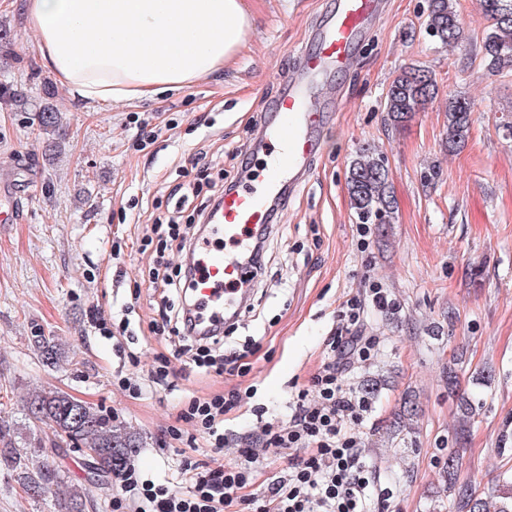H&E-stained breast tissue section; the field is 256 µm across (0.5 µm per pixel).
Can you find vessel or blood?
Instances as JSON below:
<instances>
[{
    "label": "vessel or blood",
    "instance_id": "vessel-or-blood-1",
    "mask_svg": "<svg viewBox=\"0 0 512 512\" xmlns=\"http://www.w3.org/2000/svg\"><path fill=\"white\" fill-rule=\"evenodd\" d=\"M385 0H335L311 53L286 76L288 93L278 103L279 120L266 130L262 149L269 163L224 197L211 217L212 241L205 243L192 294L202 321H223L237 310L250 284L245 256L267 224L269 204L282 179L301 183L311 169L316 141L326 122L318 94L332 74L347 69L364 31L383 12Z\"/></svg>",
    "mask_w": 512,
    "mask_h": 512
}]
</instances>
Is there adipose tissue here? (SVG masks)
Masks as SVG:
<instances>
[{"mask_svg":"<svg viewBox=\"0 0 512 512\" xmlns=\"http://www.w3.org/2000/svg\"><path fill=\"white\" fill-rule=\"evenodd\" d=\"M23 10L41 66L102 108L192 88L250 30L243 0H25Z\"/></svg>","mask_w":512,"mask_h":512,"instance_id":"adipose-tissue-1","label":"adipose tissue"}]
</instances>
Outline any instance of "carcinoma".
Returning a JSON list of instances; mask_svg holds the SVG:
<instances>
[{"mask_svg": "<svg viewBox=\"0 0 512 512\" xmlns=\"http://www.w3.org/2000/svg\"><path fill=\"white\" fill-rule=\"evenodd\" d=\"M483 13L492 21V30L482 45L487 72L496 75L512 70V0H480ZM426 30L444 46H455L462 40L457 11L453 0H428ZM438 94L430 73L418 67H408L391 83L386 95L387 115L392 123L405 126L413 115L426 108ZM448 149L461 148L467 142L471 129V106L466 99L448 95ZM39 130L51 137L61 125V115L51 105H44L37 113ZM350 204L363 224H388L396 207L388 181L384 158L371 146H362L350 162L348 170ZM34 348L45 364L56 366L62 360L61 348L44 335L33 337ZM76 398L57 390H39L26 400V417L32 426L46 424L54 428L60 441L72 437L96 449L115 462V473H121L128 464L124 450L135 447L126 431L112 426L110 419L95 408L84 404L76 409ZM461 419L455 431L456 439L464 441L469 424L478 407L469 397L460 396ZM16 472L21 488L39 485L43 496L64 491L61 512H83L85 489L68 484V476L59 466L49 461V454L39 448V459L21 453L11 435V426L0 415V466ZM459 457L448 453L442 466L448 492L455 495L460 512H512V482L498 486L484 497H476L466 485L458 483Z\"/></svg>", "mask_w": 512, "mask_h": 512, "instance_id": "1", "label": "carcinoma"}]
</instances>
